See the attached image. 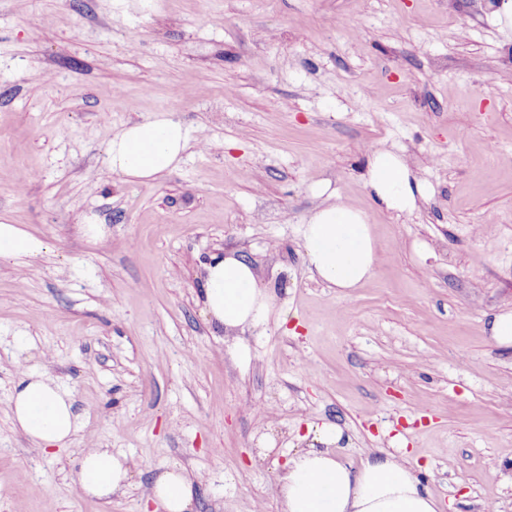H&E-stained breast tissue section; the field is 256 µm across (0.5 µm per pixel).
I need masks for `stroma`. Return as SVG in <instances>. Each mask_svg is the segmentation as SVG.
<instances>
[{
  "mask_svg": "<svg viewBox=\"0 0 512 512\" xmlns=\"http://www.w3.org/2000/svg\"><path fill=\"white\" fill-rule=\"evenodd\" d=\"M160 112L189 148L125 182L112 136ZM371 149L428 187L413 215L373 200ZM325 184L380 248L347 297L304 260ZM0 216L44 246L0 259V512H144L174 464L196 512H285L323 423L344 461L405 455L442 512H512V346L486 333L512 311V37L488 0H0ZM230 252L285 320L208 322L203 264ZM21 366L71 395L63 448L14 427ZM92 443L127 456L125 494L76 492Z\"/></svg>",
  "mask_w": 512,
  "mask_h": 512,
  "instance_id": "stroma-1",
  "label": "stroma"
}]
</instances>
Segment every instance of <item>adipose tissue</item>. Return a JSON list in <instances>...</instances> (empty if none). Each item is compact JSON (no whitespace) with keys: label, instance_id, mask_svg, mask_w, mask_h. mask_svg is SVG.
Segmentation results:
<instances>
[{"label":"adipose tissue","instance_id":"1","mask_svg":"<svg viewBox=\"0 0 512 512\" xmlns=\"http://www.w3.org/2000/svg\"><path fill=\"white\" fill-rule=\"evenodd\" d=\"M189 133L171 113L124 125L112 137L107 161L125 181H156L177 168ZM367 184L378 202L400 213L413 212L426 186L412 177L395 151H375ZM304 257L313 277L347 291L371 279L377 242L364 212L343 201L311 211L302 229ZM200 300L208 321L226 329L266 326L275 297L242 257L215 255L204 265ZM70 395L44 374L23 372L11 396L14 426L42 451L77 435L79 421ZM308 447L297 450L278 477L285 512H439L438 501L419 486L410 462L385 450L365 454L359 466L340 460L332 447L343 438L339 427L309 429ZM195 478L170 466L152 481L148 499L162 512H194ZM131 485L126 455L89 447L80 457L78 491L99 499L125 492Z\"/></svg>","mask_w":512,"mask_h":512}]
</instances>
